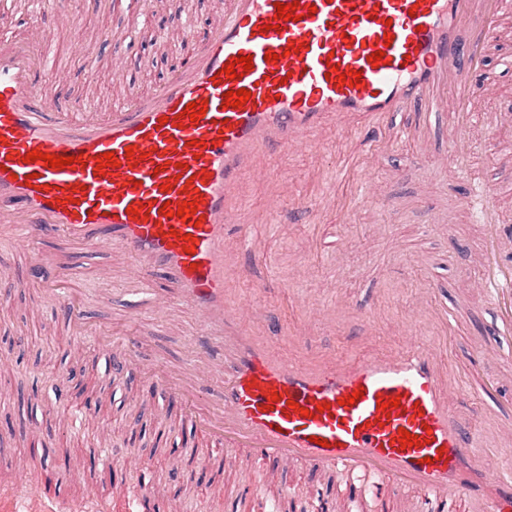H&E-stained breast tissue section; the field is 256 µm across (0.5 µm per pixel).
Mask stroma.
<instances>
[{
    "instance_id": "obj_1",
    "label": "stroma",
    "mask_w": 512,
    "mask_h": 512,
    "mask_svg": "<svg viewBox=\"0 0 512 512\" xmlns=\"http://www.w3.org/2000/svg\"><path fill=\"white\" fill-rule=\"evenodd\" d=\"M112 2L97 0L77 23H53L51 51L61 70L52 92L56 104L89 98L105 112L118 97L151 93L191 47L175 17L190 10L205 26L214 6V0H152L144 13L130 15L114 9ZM103 31L112 32L113 38L101 44L95 72H87L77 43L98 38ZM506 54L512 55V40L496 43L487 72L477 75L478 85L485 88L474 104L477 111L512 113V70L502 61ZM470 145L464 177L439 161L448 147L444 119L436 126L428 152L401 143L378 154L370 172L377 183V200L330 215V223L348 246L340 262L316 265L308 279H289L288 266L302 255L309 229L296 213L283 211L280 234L267 239L268 265L256 272L257 277L288 283L267 295L272 319L292 321L295 305L316 306L335 296L357 309L377 310L395 319L411 311L419 289L432 286L437 302L456 314V334L447 345L450 357L467 364L478 337L489 351L507 348L478 287L483 226L470 220L464 197L470 182L496 186L493 212L512 217V124H500L491 135L473 128ZM82 286L88 314L112 325V354H100L90 342L81 352H73L62 326L33 305L30 291L13 292L0 303V352L10 356L8 369L0 370V420L11 423L0 431V455L9 460L7 467H0V487L39 481L67 501L104 498L144 476L153 484L172 483L179 463L208 454L207 440H189L182 433L180 406L165 405L163 397L150 395L146 371L119 366L130 336L148 342V356L179 358L187 353L191 334L168 335L149 317L133 328L111 322V307L103 303L97 282L87 279ZM57 368L72 377L68 391H60L49 377ZM76 402L87 405L77 428L44 413L45 406L66 409ZM131 434L144 461L143 471L103 470L88 451L100 436ZM318 481L299 463L272 478L258 470L228 471L223 490L192 485L181 512H226L230 503L235 512H254L255 496L277 493L297 500Z\"/></svg>"
}]
</instances>
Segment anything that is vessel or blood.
Instances as JSON below:
<instances>
[{
	"label": "vessel or blood",
	"mask_w": 512,
	"mask_h": 512,
	"mask_svg": "<svg viewBox=\"0 0 512 512\" xmlns=\"http://www.w3.org/2000/svg\"><path fill=\"white\" fill-rule=\"evenodd\" d=\"M295 4L297 20L280 19L277 4ZM25 36L0 37V236L20 252L35 251L40 286L36 304L63 318L72 348L93 337L103 353L113 347L110 328L87 314L75 286L82 260L106 257L99 281L121 286L126 315H149L175 333L197 328L188 353L156 365L153 383L188 412L190 434L210 440L228 466L269 470L292 461L314 471H341L352 501L386 482L417 488L421 512H445L464 498L469 512H512V468L490 469L481 448L512 447V420L475 402L493 361L475 349L470 381L459 380L440 344L418 343L421 326L453 335L455 320L437 307L435 291L421 289L409 316L392 327L400 341L390 350L337 360L310 350L312 327L349 326L357 316L342 299L302 312L275 333L261 297L246 298L239 283L251 264L268 261L254 227L271 224L283 207L309 215L310 235L293 267L308 275L322 254L342 246L326 229L328 214L377 196L363 177L351 193L298 196L285 176L252 224L241 223L245 177L262 172V157L296 152L308 137L329 149L337 176L367 168L384 148L414 141L429 146L437 115L455 113L444 162L465 170L472 124L494 130L497 116L472 111L481 89L469 75L481 69L489 41L504 34L512 0H218V20L196 34L192 16L181 26L195 37L192 53L146 96L131 95L108 112L93 105L49 108L57 80L49 51L51 0H29ZM382 52L378 64L372 53ZM251 70L225 77L235 59ZM360 72V80L339 77ZM250 91L242 107L225 94ZM204 114L189 119L188 103ZM366 117L364 154L348 149V133ZM41 159L27 161L31 151ZM68 158L63 167L44 155ZM113 163L96 166L104 155ZM493 187L472 186L467 210L486 223L480 287L495 326L512 333V268L497 254L512 230L490 223L485 209ZM195 213L179 214L183 202ZM238 225L235 242L225 230ZM377 322L376 313L361 316ZM399 406H391V399ZM417 437L402 446L401 431ZM103 466L125 464L130 446L92 443ZM155 488L129 486L93 500L90 512H147Z\"/></svg>",
	"instance_id": "vessel-or-blood-1"
}]
</instances>
